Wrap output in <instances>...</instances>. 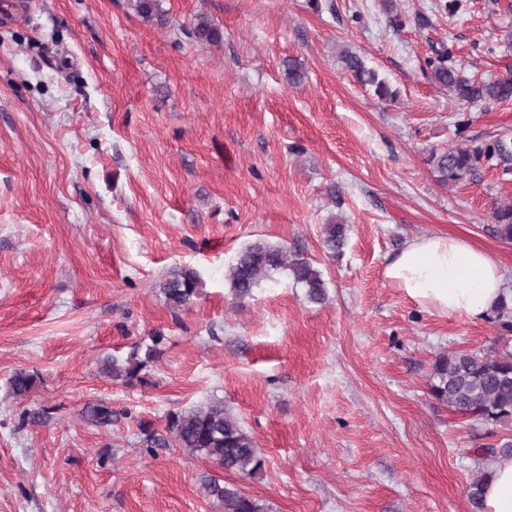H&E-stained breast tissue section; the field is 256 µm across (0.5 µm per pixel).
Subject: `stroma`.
<instances>
[{
  "label": "stroma",
  "mask_w": 512,
  "mask_h": 512,
  "mask_svg": "<svg viewBox=\"0 0 512 512\" xmlns=\"http://www.w3.org/2000/svg\"><path fill=\"white\" fill-rule=\"evenodd\" d=\"M26 2L0 22V512H224L210 478L270 512H475L474 450L512 440V422L455 413L429 377L437 356L488 348L498 329L422 309L384 271L411 239L445 234L494 253L512 289V244L491 231L512 173L443 186L426 162L512 136V99L462 108L425 66L442 41L470 79L511 73L512 11L159 0L162 26L134 0ZM201 13L221 43L190 36ZM346 49L396 101L344 68ZM337 215L350 226L338 261L321 236ZM258 239L320 268L324 303L283 274L235 299L225 271ZM182 267L201 284L174 310L162 285ZM158 332L164 352L137 380L107 374ZM18 369L37 377L22 399ZM216 400L256 441L262 478L142 446L141 423L161 434L169 411ZM98 401L111 424L85 416ZM37 377L26 370H16L12 374L9 384L14 397L22 399L27 397L34 389Z\"/></svg>",
  "instance_id": "1"
}]
</instances>
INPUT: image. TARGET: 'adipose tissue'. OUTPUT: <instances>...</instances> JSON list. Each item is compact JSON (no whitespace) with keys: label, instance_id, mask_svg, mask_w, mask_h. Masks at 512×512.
Returning a JSON list of instances; mask_svg holds the SVG:
<instances>
[{"label":"adipose tissue","instance_id":"obj_1","mask_svg":"<svg viewBox=\"0 0 512 512\" xmlns=\"http://www.w3.org/2000/svg\"><path fill=\"white\" fill-rule=\"evenodd\" d=\"M385 276L418 306L473 322L487 319L502 293L496 256L469 241L430 234L409 241ZM481 512H512V459L493 460Z\"/></svg>","mask_w":512,"mask_h":512}]
</instances>
